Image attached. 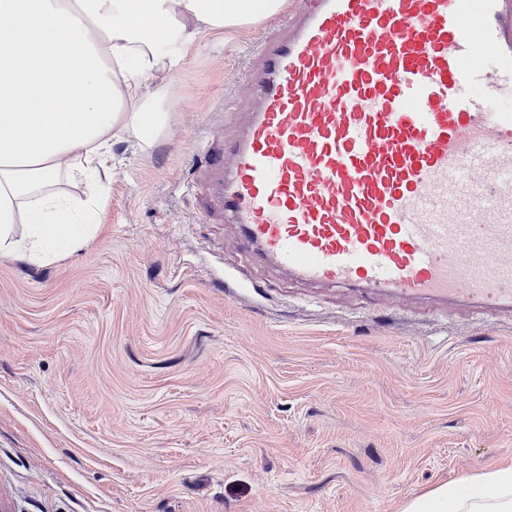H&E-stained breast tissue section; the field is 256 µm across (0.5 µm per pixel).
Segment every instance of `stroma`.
Masks as SVG:
<instances>
[{
  "mask_svg": "<svg viewBox=\"0 0 512 512\" xmlns=\"http://www.w3.org/2000/svg\"><path fill=\"white\" fill-rule=\"evenodd\" d=\"M260 28L146 82L171 121L113 139L87 244L0 253V512H401L512 466V322L299 287L204 223L190 166Z\"/></svg>",
  "mask_w": 512,
  "mask_h": 512,
  "instance_id": "obj_1",
  "label": "stroma"
}]
</instances>
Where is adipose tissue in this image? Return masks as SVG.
<instances>
[{
  "label": "adipose tissue",
  "instance_id": "adipose-tissue-1",
  "mask_svg": "<svg viewBox=\"0 0 512 512\" xmlns=\"http://www.w3.org/2000/svg\"><path fill=\"white\" fill-rule=\"evenodd\" d=\"M282 0H0V251L26 263L87 242L100 201L65 182L107 174L112 131L149 147L171 114L142 87L202 34L276 14ZM29 232L16 239L14 227ZM403 512H512V467L440 484Z\"/></svg>",
  "mask_w": 512,
  "mask_h": 512
}]
</instances>
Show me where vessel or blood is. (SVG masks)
<instances>
[{
  "label": "vessel or blood",
  "instance_id": "vessel-or-blood-1",
  "mask_svg": "<svg viewBox=\"0 0 512 512\" xmlns=\"http://www.w3.org/2000/svg\"><path fill=\"white\" fill-rule=\"evenodd\" d=\"M512 0H292L198 165L210 222L299 285L512 318Z\"/></svg>",
  "mask_w": 512,
  "mask_h": 512
}]
</instances>
